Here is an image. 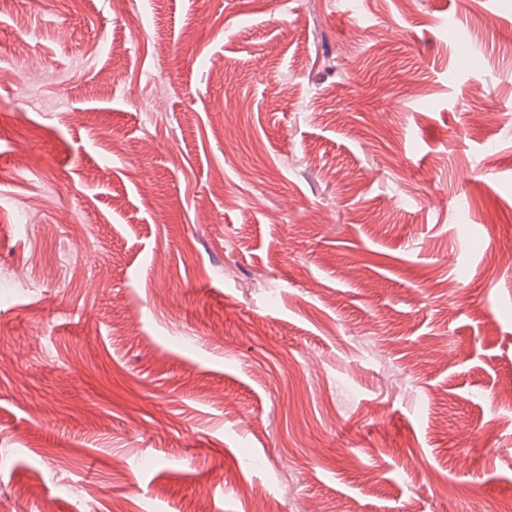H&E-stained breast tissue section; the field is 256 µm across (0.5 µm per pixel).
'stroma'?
<instances>
[{
	"mask_svg": "<svg viewBox=\"0 0 512 512\" xmlns=\"http://www.w3.org/2000/svg\"><path fill=\"white\" fill-rule=\"evenodd\" d=\"M0 51V512L512 501V0H15Z\"/></svg>",
	"mask_w": 512,
	"mask_h": 512,
	"instance_id": "1",
	"label": "stroma"
}]
</instances>
